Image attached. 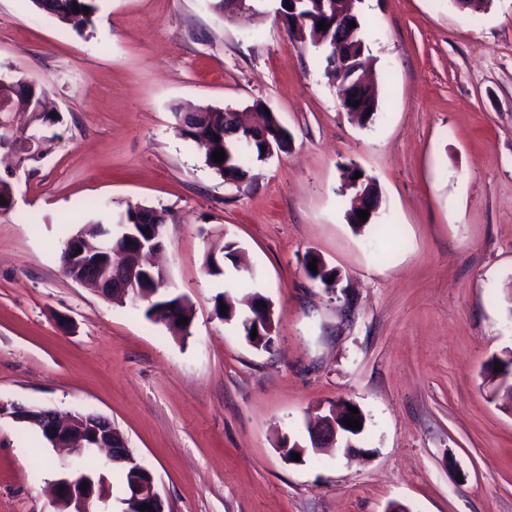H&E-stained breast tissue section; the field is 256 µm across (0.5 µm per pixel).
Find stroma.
Here are the masks:
<instances>
[{"instance_id":"35a3bbf8","label":"stroma","mask_w":512,"mask_h":512,"mask_svg":"<svg viewBox=\"0 0 512 512\" xmlns=\"http://www.w3.org/2000/svg\"><path fill=\"white\" fill-rule=\"evenodd\" d=\"M212 4L96 0L79 34L0 0V67L46 85L59 117L0 125V401L107 417L166 512H512V406L486 368L512 351V0H363L380 89L365 124L279 0ZM258 103L290 142L247 183L206 166L174 115ZM31 134L43 155L19 161ZM353 167L380 197L359 229ZM130 204L170 214L158 262L194 306L189 335L61 270L71 232ZM228 241L243 268L208 275ZM314 255L336 287L309 278ZM255 291L275 313L267 350L214 311ZM343 404L365 416L354 448L311 449L308 421ZM68 459L0 419V512H57Z\"/></svg>"}]
</instances>
